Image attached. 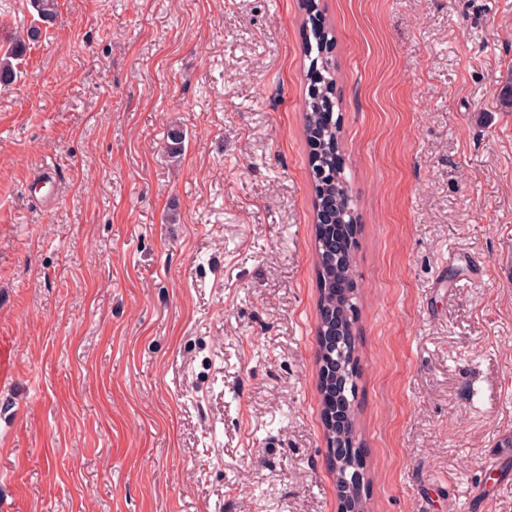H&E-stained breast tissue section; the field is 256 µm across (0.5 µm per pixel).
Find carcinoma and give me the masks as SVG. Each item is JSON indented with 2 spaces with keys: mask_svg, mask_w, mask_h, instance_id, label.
<instances>
[{
  "mask_svg": "<svg viewBox=\"0 0 512 512\" xmlns=\"http://www.w3.org/2000/svg\"><path fill=\"white\" fill-rule=\"evenodd\" d=\"M30 5L39 20L50 23L57 14V0H30ZM35 30L27 31L34 36ZM25 36V37H27ZM25 37L13 38L9 49L0 55V84L12 83L15 75L14 62L21 59L27 50ZM317 75L321 84L316 94L309 95L305 102V132L309 147V167L313 176L314 207L316 223H321L322 215H327L329 223L345 225L350 223V214L345 207L350 205L346 195L345 177L341 168L336 166V122L331 113L321 110V101L335 98V82L331 75L328 59H321ZM185 134L176 126L167 132V154L173 162H178L184 151ZM319 279V332L331 336L338 335L339 342L327 341L321 351L322 378L319 381L321 405L326 429V441L329 457L337 465L336 486L344 483L345 472L357 457L350 455L348 445L355 437L348 431L336 429V418L351 410L341 385L356 373L354 363L347 355L345 343L351 341L349 329L357 314L353 302L355 274L352 251L339 252L336 238L326 234L316 239Z\"/></svg>",
  "mask_w": 512,
  "mask_h": 512,
  "instance_id": "carcinoma-1",
  "label": "carcinoma"
}]
</instances>
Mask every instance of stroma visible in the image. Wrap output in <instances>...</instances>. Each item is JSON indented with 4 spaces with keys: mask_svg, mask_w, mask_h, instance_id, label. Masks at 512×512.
<instances>
[{
    "mask_svg": "<svg viewBox=\"0 0 512 512\" xmlns=\"http://www.w3.org/2000/svg\"><path fill=\"white\" fill-rule=\"evenodd\" d=\"M320 9L367 507L512 512V0ZM36 20L0 0V50ZM39 27L0 85V512H336L298 0H57Z\"/></svg>",
    "mask_w": 512,
    "mask_h": 512,
    "instance_id": "1",
    "label": "stroma"
}]
</instances>
